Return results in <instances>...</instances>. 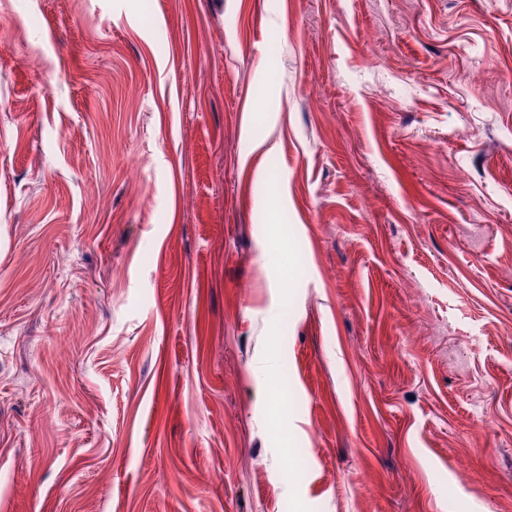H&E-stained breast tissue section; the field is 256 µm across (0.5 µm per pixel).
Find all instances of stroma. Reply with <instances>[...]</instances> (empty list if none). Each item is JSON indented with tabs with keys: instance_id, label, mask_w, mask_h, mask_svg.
<instances>
[{
	"instance_id": "obj_1",
	"label": "stroma",
	"mask_w": 512,
	"mask_h": 512,
	"mask_svg": "<svg viewBox=\"0 0 512 512\" xmlns=\"http://www.w3.org/2000/svg\"><path fill=\"white\" fill-rule=\"evenodd\" d=\"M0 512H512V0H0Z\"/></svg>"
}]
</instances>
